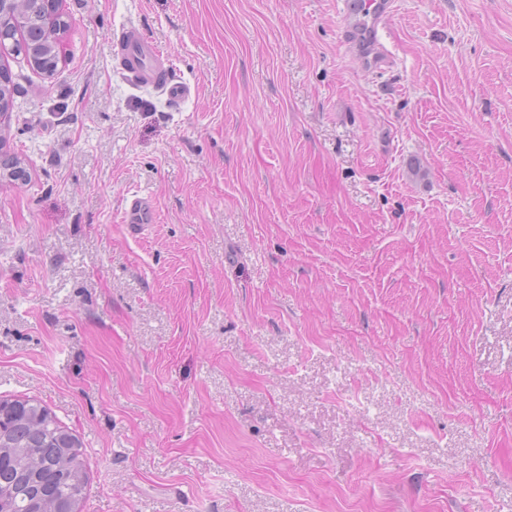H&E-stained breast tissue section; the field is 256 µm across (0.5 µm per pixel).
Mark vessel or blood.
I'll return each mask as SVG.
<instances>
[{
  "instance_id": "vessel-or-blood-1",
  "label": "vessel or blood",
  "mask_w": 512,
  "mask_h": 512,
  "mask_svg": "<svg viewBox=\"0 0 512 512\" xmlns=\"http://www.w3.org/2000/svg\"><path fill=\"white\" fill-rule=\"evenodd\" d=\"M393 11L394 0H345L343 35L358 62L367 69L381 70L386 62L387 54L379 41V34ZM115 55L120 69L136 85L159 88L174 104L190 96V85L169 76L167 70L160 66V51L153 41L132 32L123 33L115 44ZM154 216V203L150 196L135 192L127 198L124 222L131 237H144Z\"/></svg>"
}]
</instances>
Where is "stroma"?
<instances>
[{
	"label": "stroma",
	"instance_id": "1",
	"mask_svg": "<svg viewBox=\"0 0 512 512\" xmlns=\"http://www.w3.org/2000/svg\"><path fill=\"white\" fill-rule=\"evenodd\" d=\"M342 8L62 0L53 75L0 54V399L82 512H512V0H396L377 72ZM115 48L120 69L136 85L157 87L176 105L190 96L191 86L169 76L167 69L159 65L160 51L153 41L125 32L118 38ZM154 216V203L150 196L134 192L126 199L123 222L131 237L143 238L151 227Z\"/></svg>",
	"mask_w": 512,
	"mask_h": 512
}]
</instances>
